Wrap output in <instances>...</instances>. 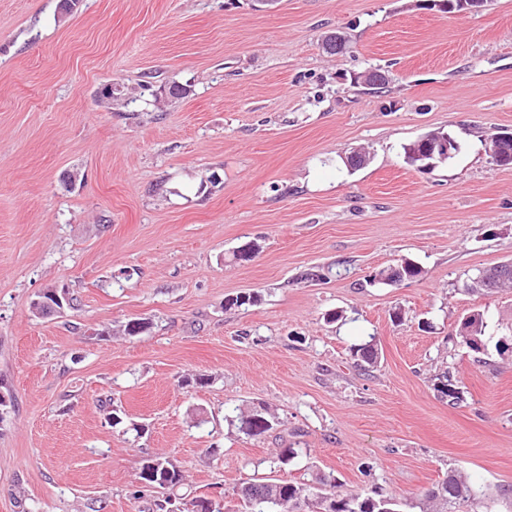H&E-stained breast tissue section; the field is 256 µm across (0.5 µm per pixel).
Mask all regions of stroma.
Returning a JSON list of instances; mask_svg holds the SVG:
<instances>
[{"mask_svg": "<svg viewBox=\"0 0 512 512\" xmlns=\"http://www.w3.org/2000/svg\"><path fill=\"white\" fill-rule=\"evenodd\" d=\"M506 129L512 0H0V512H159L138 479L158 455L184 475L174 512H243L263 477L512 489V289L464 288L512 262ZM430 130L458 150L406 164ZM404 262L421 276L373 282ZM49 288L69 303L45 317ZM475 311L480 363L456 339ZM259 407L274 428L239 432ZM438 139H448L449 141H454L457 144L456 139L450 133L442 131L427 132L403 147L404 158L407 159L406 162L411 166H417L425 170L426 168L434 167L435 164L450 158L451 156L441 158L438 153H435L434 156H429L426 153L427 144Z\"/></svg>", "mask_w": 512, "mask_h": 512, "instance_id": "1", "label": "stroma"}]
</instances>
